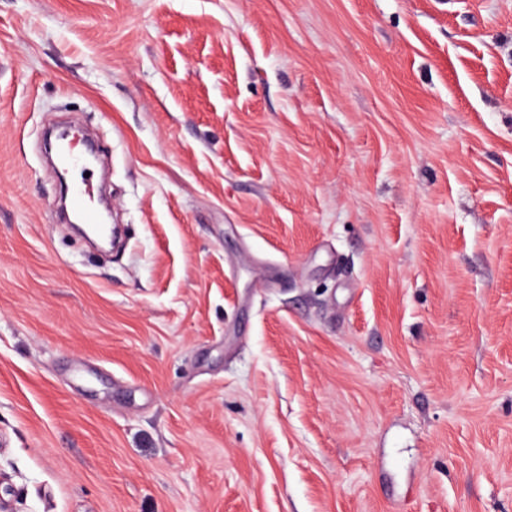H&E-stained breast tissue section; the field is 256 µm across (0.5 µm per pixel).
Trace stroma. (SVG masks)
I'll return each instance as SVG.
<instances>
[{"mask_svg": "<svg viewBox=\"0 0 512 512\" xmlns=\"http://www.w3.org/2000/svg\"><path fill=\"white\" fill-rule=\"evenodd\" d=\"M0 512H512V0H0Z\"/></svg>", "mask_w": 512, "mask_h": 512, "instance_id": "stroma-1", "label": "stroma"}]
</instances>
